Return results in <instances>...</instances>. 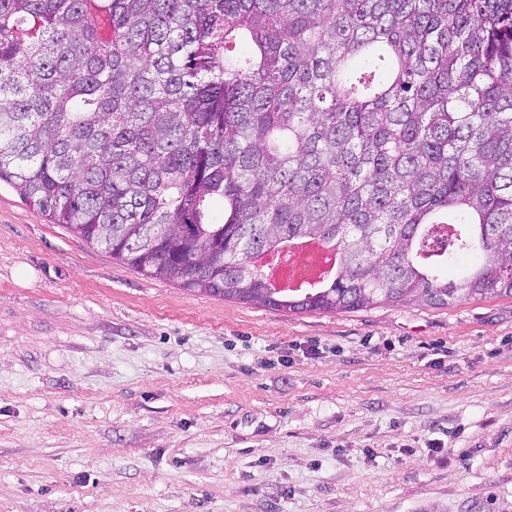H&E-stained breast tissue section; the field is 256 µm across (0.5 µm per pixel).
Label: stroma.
Here are the masks:
<instances>
[{"instance_id": "stroma-1", "label": "stroma", "mask_w": 512, "mask_h": 512, "mask_svg": "<svg viewBox=\"0 0 512 512\" xmlns=\"http://www.w3.org/2000/svg\"><path fill=\"white\" fill-rule=\"evenodd\" d=\"M0 512H512V298L227 300L1 183Z\"/></svg>"}]
</instances>
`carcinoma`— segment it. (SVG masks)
Wrapping results in <instances>:
<instances>
[{
	"label": "carcinoma",
	"instance_id": "obj_1",
	"mask_svg": "<svg viewBox=\"0 0 512 512\" xmlns=\"http://www.w3.org/2000/svg\"><path fill=\"white\" fill-rule=\"evenodd\" d=\"M2 181L189 291L512 297V0H0ZM307 239L336 274L279 302Z\"/></svg>",
	"mask_w": 512,
	"mask_h": 512
}]
</instances>
